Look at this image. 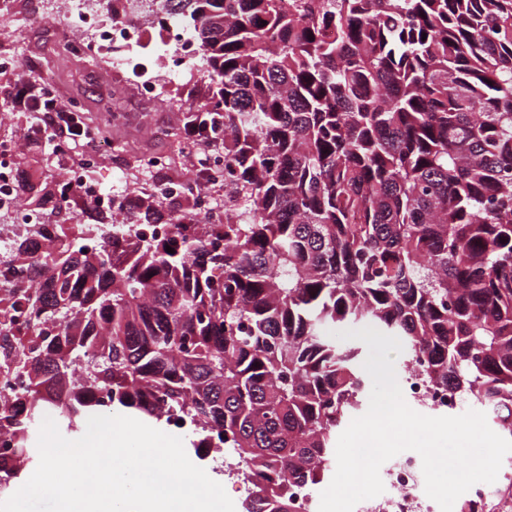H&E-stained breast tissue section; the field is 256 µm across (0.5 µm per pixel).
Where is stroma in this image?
I'll use <instances>...</instances> for the list:
<instances>
[{
  "instance_id": "stroma-1",
  "label": "stroma",
  "mask_w": 512,
  "mask_h": 512,
  "mask_svg": "<svg viewBox=\"0 0 512 512\" xmlns=\"http://www.w3.org/2000/svg\"><path fill=\"white\" fill-rule=\"evenodd\" d=\"M55 0H24L14 22L20 32L10 45L13 56L23 58L25 75L40 79L47 70L57 73L55 82L64 100L72 102L87 124L98 134L101 162L93 176L101 189L124 197L142 194L156 180V173L143 161L164 157L166 178L187 179L195 169L178 137L182 110L205 102L211 95L207 67L201 58L175 67L173 58L180 39L191 38L188 24H180L177 35H169L155 16L142 18L147 34L144 43L115 49L124 59L121 72H112L106 60L81 54H55L56 26L51 17ZM13 71L0 70V141L20 140L30 121L26 112L13 110L9 93L15 84ZM155 83L152 100L139 96L141 79ZM16 176L54 187L60 172L47 142L28 143L13 158Z\"/></svg>"
}]
</instances>
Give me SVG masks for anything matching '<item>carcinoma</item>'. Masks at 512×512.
<instances>
[{"instance_id": "carcinoma-1", "label": "carcinoma", "mask_w": 512, "mask_h": 512, "mask_svg": "<svg viewBox=\"0 0 512 512\" xmlns=\"http://www.w3.org/2000/svg\"><path fill=\"white\" fill-rule=\"evenodd\" d=\"M224 113V223L149 195L112 198L131 234L55 219L13 240L29 279L0 295V490L20 487L41 422L92 415L163 430L251 485L239 512H301L363 411L364 321L512 440V0H167ZM174 253L166 251V247Z\"/></svg>"}]
</instances>
